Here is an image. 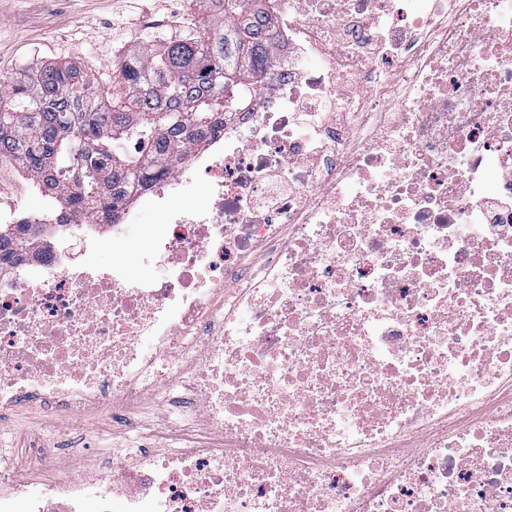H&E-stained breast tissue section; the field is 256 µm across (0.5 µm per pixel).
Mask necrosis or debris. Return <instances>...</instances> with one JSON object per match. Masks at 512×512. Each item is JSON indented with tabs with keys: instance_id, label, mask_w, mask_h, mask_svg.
Segmentation results:
<instances>
[{
	"instance_id": "obj_1",
	"label": "necrosis or debris",
	"mask_w": 512,
	"mask_h": 512,
	"mask_svg": "<svg viewBox=\"0 0 512 512\" xmlns=\"http://www.w3.org/2000/svg\"><path fill=\"white\" fill-rule=\"evenodd\" d=\"M272 7L273 85L131 193L161 277L97 266L127 206L0 262V426L154 401L181 447L0 453V512H512V0Z\"/></svg>"
}]
</instances>
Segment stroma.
Masks as SVG:
<instances>
[{"label":"stroma","instance_id":"35a3bbf8","mask_svg":"<svg viewBox=\"0 0 512 512\" xmlns=\"http://www.w3.org/2000/svg\"><path fill=\"white\" fill-rule=\"evenodd\" d=\"M193 0H0V77L50 63L82 67L100 92L124 101L120 62L129 52L183 34L199 24ZM163 208L144 207L124 239L102 250L100 262L125 259L133 274L157 277L161 267L144 260L136 245L143 230L160 228ZM137 442L112 424V412L96 408L77 419L57 420L41 408L13 414L0 431V448L26 455L37 448H71L81 469L106 460L112 449Z\"/></svg>","mask_w":512,"mask_h":512}]
</instances>
